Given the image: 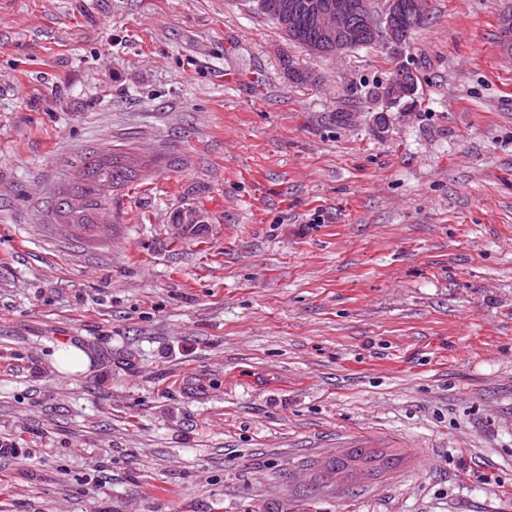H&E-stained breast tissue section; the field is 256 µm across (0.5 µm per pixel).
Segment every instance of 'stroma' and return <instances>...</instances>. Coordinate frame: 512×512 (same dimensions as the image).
<instances>
[{
	"instance_id": "1",
	"label": "stroma",
	"mask_w": 512,
	"mask_h": 512,
	"mask_svg": "<svg viewBox=\"0 0 512 512\" xmlns=\"http://www.w3.org/2000/svg\"><path fill=\"white\" fill-rule=\"evenodd\" d=\"M429 2L317 57L250 0H0V512H512V0ZM93 152L145 165L98 235L51 207ZM356 448L399 462L323 481ZM405 76H408L404 79ZM416 89V77L414 72L409 68H400L395 78L385 87H382L376 93V98L384 100L388 104L400 102L401 98L406 95L414 97ZM56 362L61 370L79 372L87 368L89 359L80 347L69 345L56 354Z\"/></svg>"
}]
</instances>
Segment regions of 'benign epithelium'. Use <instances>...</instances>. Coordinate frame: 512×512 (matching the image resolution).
I'll return each instance as SVG.
<instances>
[{
	"instance_id": "benign-epithelium-1",
	"label": "benign epithelium",
	"mask_w": 512,
	"mask_h": 512,
	"mask_svg": "<svg viewBox=\"0 0 512 512\" xmlns=\"http://www.w3.org/2000/svg\"><path fill=\"white\" fill-rule=\"evenodd\" d=\"M276 13L292 20L298 14L294 0H268ZM427 15V0H384L381 11L373 10L371 0H314L308 6L307 16L329 45V53L339 54L367 40L381 43L391 49L398 47L392 36L394 22L401 18L417 20ZM416 77L409 68H401L385 87L377 91V98L394 104L406 95H413Z\"/></svg>"
}]
</instances>
